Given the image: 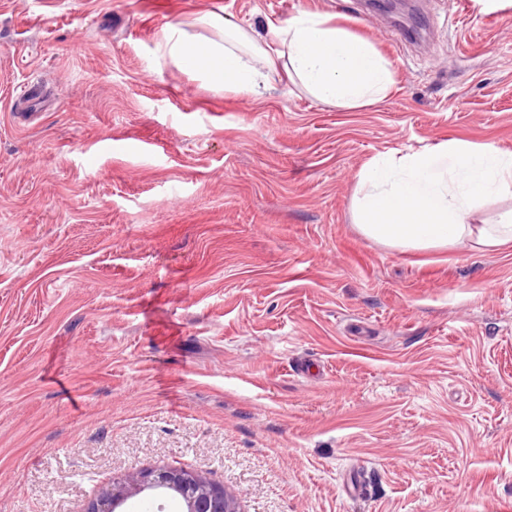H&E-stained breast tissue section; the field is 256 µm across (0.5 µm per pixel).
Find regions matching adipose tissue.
I'll return each mask as SVG.
<instances>
[{"mask_svg": "<svg viewBox=\"0 0 512 512\" xmlns=\"http://www.w3.org/2000/svg\"><path fill=\"white\" fill-rule=\"evenodd\" d=\"M209 24L215 37L169 26L162 51L216 89L257 96L281 71L318 103L351 109L386 99L395 85L389 61L330 15L304 11L263 34L219 15ZM508 198L512 153L451 139L372 159L358 174L353 215L365 236L403 251L466 244L500 252L512 248V209L494 224H476L472 217L478 203Z\"/></svg>", "mask_w": 512, "mask_h": 512, "instance_id": "adipose-tissue-1", "label": "adipose tissue"}]
</instances>
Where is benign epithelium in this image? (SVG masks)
Returning <instances> with one entry per match:
<instances>
[{"instance_id":"1","label":"benign epithelium","mask_w":512,"mask_h":512,"mask_svg":"<svg viewBox=\"0 0 512 512\" xmlns=\"http://www.w3.org/2000/svg\"><path fill=\"white\" fill-rule=\"evenodd\" d=\"M153 491L156 495H178L184 512H239L224 487L204 475L181 468H159L115 479L88 502L84 512H119L128 495Z\"/></svg>"}]
</instances>
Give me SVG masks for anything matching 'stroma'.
I'll return each instance as SVG.
<instances>
[{"instance_id":"stroma-1","label":"stroma","mask_w":512,"mask_h":512,"mask_svg":"<svg viewBox=\"0 0 512 512\" xmlns=\"http://www.w3.org/2000/svg\"><path fill=\"white\" fill-rule=\"evenodd\" d=\"M409 7L0 0V512L159 467L241 512H512V249L406 254L352 207L374 157L512 153V5ZM304 10L379 49L387 99L227 93L160 52Z\"/></svg>"}]
</instances>
